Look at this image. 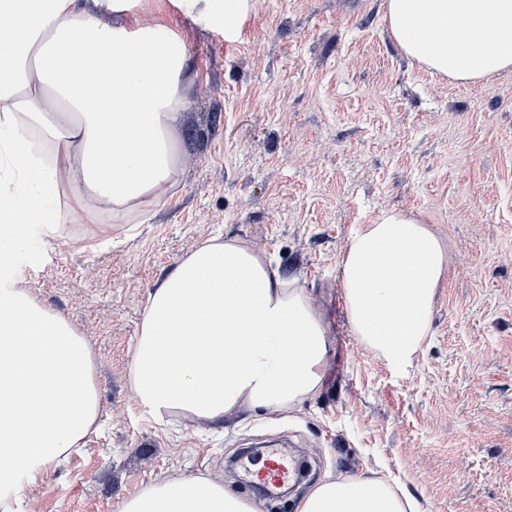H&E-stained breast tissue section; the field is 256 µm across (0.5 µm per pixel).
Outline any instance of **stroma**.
Returning <instances> with one entry per match:
<instances>
[{
  "label": "stroma",
  "mask_w": 512,
  "mask_h": 512,
  "mask_svg": "<svg viewBox=\"0 0 512 512\" xmlns=\"http://www.w3.org/2000/svg\"><path fill=\"white\" fill-rule=\"evenodd\" d=\"M383 14L384 0H255L228 40L204 8L133 0L127 23L170 25L199 70L184 87L179 173L149 216L68 212L59 237L14 264L83 336L99 429L10 512H120L151 483L194 476L256 512H296L315 483L374 471L422 512H512V71L477 85L434 74L400 51ZM389 209L423 216L449 253L430 334L403 366L353 333L337 278L353 231ZM217 236L297 277L329 326V377L287 412L158 424L129 377L142 315L176 264ZM273 448L306 464L285 497L254 489Z\"/></svg>",
  "instance_id": "1"
}]
</instances>
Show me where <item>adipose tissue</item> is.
<instances>
[{
	"instance_id": "adipose-tissue-1",
	"label": "adipose tissue",
	"mask_w": 512,
	"mask_h": 512,
	"mask_svg": "<svg viewBox=\"0 0 512 512\" xmlns=\"http://www.w3.org/2000/svg\"><path fill=\"white\" fill-rule=\"evenodd\" d=\"M88 0H0V500L16 498L91 431L92 356L77 329L10 270L72 206L114 223L167 196L193 61L168 27H99ZM402 52L478 84L512 68V0H384ZM445 247L424 217L390 210L351 235L338 262L347 319L364 344L407 364L429 334ZM327 328L295 278L249 243L209 240L150 294L134 342L136 404L210 423L243 408L284 411L321 390ZM378 477L325 480L297 512H412ZM122 512H254L206 477L158 481Z\"/></svg>"
}]
</instances>
